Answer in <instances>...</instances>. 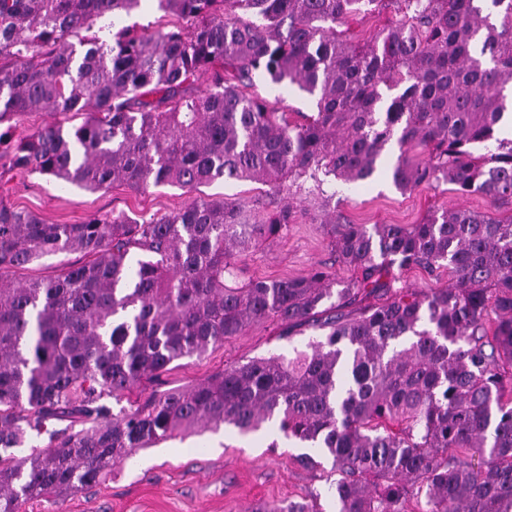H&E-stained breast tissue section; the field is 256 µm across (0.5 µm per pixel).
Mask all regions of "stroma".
Wrapping results in <instances>:
<instances>
[{"instance_id": "35a3bbf8", "label": "stroma", "mask_w": 512, "mask_h": 512, "mask_svg": "<svg viewBox=\"0 0 512 512\" xmlns=\"http://www.w3.org/2000/svg\"><path fill=\"white\" fill-rule=\"evenodd\" d=\"M252 92L271 107L287 112H314L316 101L297 87L278 86L256 75ZM334 191L336 213L351 224H416L433 211L461 206L494 214L486 197H461L451 185L397 190L389 176L348 187L328 183ZM5 201L19 210L35 213L50 224H78L106 213L149 217L180 210L195 196L224 197L251 209L264 201L268 186L244 181L216 182L193 195L177 187L150 185L135 191L124 185L91 192L37 173H9ZM300 215L283 238L248 249L241 257L244 277L286 278L302 276L317 266H336L327 228L315 215L313 204L297 202ZM339 277L351 271L336 266ZM311 327L281 333L279 324L250 328L245 335L225 339L201 357L174 363L162 377L161 389L190 386L224 368L256 357L288 353L315 336ZM298 445L281 439L276 426L255 434L239 435L227 428L185 439H171L139 450L132 459L116 465L110 476L64 499H35L25 512H252L262 502L288 503L317 499L322 512H338L327 477L331 459L317 469L299 464Z\"/></svg>"}]
</instances>
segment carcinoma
Masks as SVG:
<instances>
[{"label": "carcinoma", "mask_w": 512, "mask_h": 512, "mask_svg": "<svg viewBox=\"0 0 512 512\" xmlns=\"http://www.w3.org/2000/svg\"><path fill=\"white\" fill-rule=\"evenodd\" d=\"M142 0H0V157L88 191L119 183L270 187L266 209L200 198L166 215L47 224L0 197V512L100 482L134 452L222 425L274 423L332 459L339 512H512V0H156L180 24L86 36ZM395 18L365 43L337 27ZM85 46L77 53L70 39ZM317 97L293 121L248 92L256 73ZM211 75L201 94L187 89ZM87 116L13 138L15 116ZM398 147L394 186L454 185L497 215L451 207L418 224L331 229L344 280L318 267L239 281V256ZM428 152L420 158L417 150ZM77 250L50 279L8 277ZM446 267L422 293L398 273ZM274 321L324 334L186 388L140 390L181 359ZM135 396L113 412L104 397ZM47 436L24 457L30 433ZM255 512H320L314 502Z\"/></svg>", "instance_id": "1"}]
</instances>
